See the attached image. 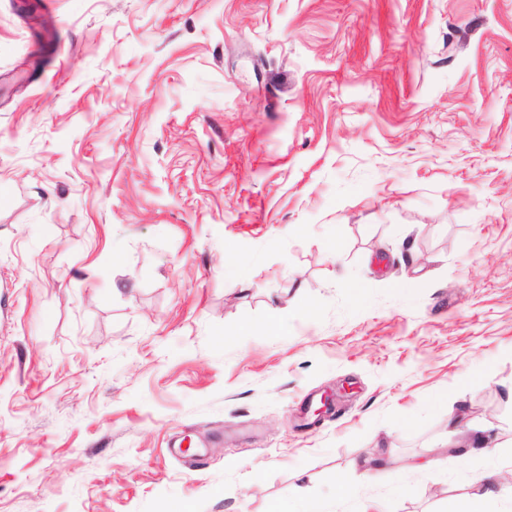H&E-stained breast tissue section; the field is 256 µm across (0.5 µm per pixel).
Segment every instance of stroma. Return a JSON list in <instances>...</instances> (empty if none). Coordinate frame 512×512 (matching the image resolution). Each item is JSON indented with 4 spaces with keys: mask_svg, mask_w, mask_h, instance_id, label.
<instances>
[{
    "mask_svg": "<svg viewBox=\"0 0 512 512\" xmlns=\"http://www.w3.org/2000/svg\"><path fill=\"white\" fill-rule=\"evenodd\" d=\"M341 474L512 512V0H0V512Z\"/></svg>",
    "mask_w": 512,
    "mask_h": 512,
    "instance_id": "1",
    "label": "stroma"
}]
</instances>
